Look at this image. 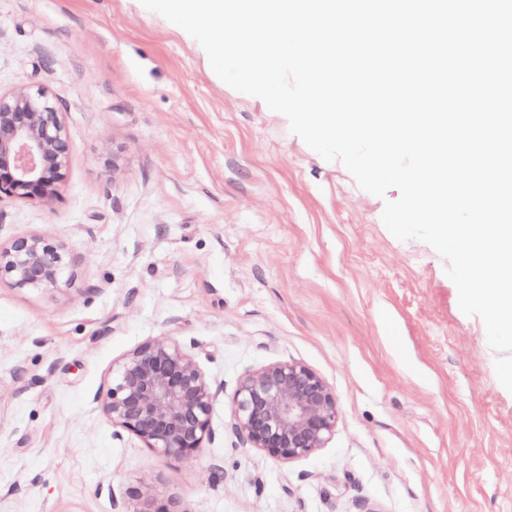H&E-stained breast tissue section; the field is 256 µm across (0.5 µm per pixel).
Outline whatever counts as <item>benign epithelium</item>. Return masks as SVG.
<instances>
[{
	"label": "benign epithelium",
	"mask_w": 512,
	"mask_h": 512,
	"mask_svg": "<svg viewBox=\"0 0 512 512\" xmlns=\"http://www.w3.org/2000/svg\"><path fill=\"white\" fill-rule=\"evenodd\" d=\"M64 113L62 101L43 86L0 93V197L47 202L56 195L72 151ZM64 269L59 247L45 238H18L0 248V281L17 288L57 290ZM223 392L180 343L154 338L113 363L102 409L113 427L146 447L192 460L212 438L211 416ZM338 419L324 379L287 359L240 380L229 428L242 447L290 463L326 447ZM120 512L173 510L156 490L141 488Z\"/></svg>",
	"instance_id": "7a95c632"
}]
</instances>
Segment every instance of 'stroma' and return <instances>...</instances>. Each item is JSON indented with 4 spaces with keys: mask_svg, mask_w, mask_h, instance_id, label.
<instances>
[{
    "mask_svg": "<svg viewBox=\"0 0 512 512\" xmlns=\"http://www.w3.org/2000/svg\"><path fill=\"white\" fill-rule=\"evenodd\" d=\"M22 85L63 101L73 152L50 201L0 198V247L50 239L68 284L0 282V512H115L144 481L173 512H512L499 353L446 260L385 226L398 190L361 189L140 0H0V92ZM154 337L224 387L191 461L101 407ZM282 359L339 409L290 463L228 428L240 379Z\"/></svg>",
    "mask_w": 512,
    "mask_h": 512,
    "instance_id": "obj_1",
    "label": "stroma"
}]
</instances>
